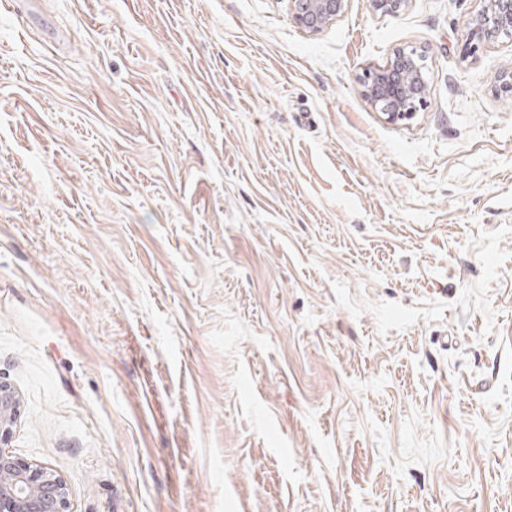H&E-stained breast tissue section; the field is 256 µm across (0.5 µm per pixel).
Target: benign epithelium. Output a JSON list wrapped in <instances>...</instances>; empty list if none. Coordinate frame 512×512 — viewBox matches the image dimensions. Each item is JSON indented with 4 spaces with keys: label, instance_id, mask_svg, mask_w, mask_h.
I'll use <instances>...</instances> for the list:
<instances>
[{
    "label": "benign epithelium",
    "instance_id": "benign-epithelium-1",
    "mask_svg": "<svg viewBox=\"0 0 512 512\" xmlns=\"http://www.w3.org/2000/svg\"><path fill=\"white\" fill-rule=\"evenodd\" d=\"M382 16L396 17L409 0H368ZM483 6L465 27V43L474 52L484 42L512 39V0H482ZM349 0H288L294 24L314 35L332 25ZM424 55L397 47L382 66L364 70L358 82L371 105L388 121L409 120L426 101ZM19 402L15 390L0 382V512H68L64 481L50 469L14 458L2 449L16 422Z\"/></svg>",
    "mask_w": 512,
    "mask_h": 512
}]
</instances>
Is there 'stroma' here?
Returning a JSON list of instances; mask_svg holds the SVG:
<instances>
[{"mask_svg":"<svg viewBox=\"0 0 512 512\" xmlns=\"http://www.w3.org/2000/svg\"><path fill=\"white\" fill-rule=\"evenodd\" d=\"M480 0L0 6L6 445L69 512H512V40ZM426 53L391 123L356 80ZM348 0H289V13L303 32L314 35L332 25L348 8ZM483 6L465 27V43L476 52L484 42L512 39V0H482Z\"/></svg>","mask_w":512,"mask_h":512,"instance_id":"1","label":"stroma"}]
</instances>
